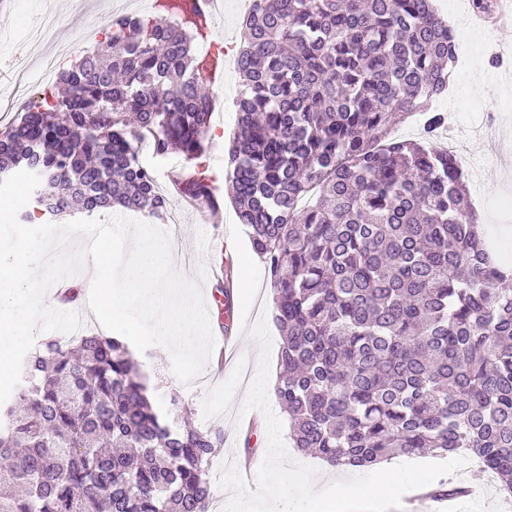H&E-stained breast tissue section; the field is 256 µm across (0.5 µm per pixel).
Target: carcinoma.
<instances>
[{
	"label": "carcinoma",
	"mask_w": 512,
	"mask_h": 512,
	"mask_svg": "<svg viewBox=\"0 0 512 512\" xmlns=\"http://www.w3.org/2000/svg\"><path fill=\"white\" fill-rule=\"evenodd\" d=\"M110 28L54 108L0 130V175L38 174L54 216L159 218L138 142L201 158L213 72L162 14ZM242 39L230 193L273 289L294 447L336 467L464 448L512 490V274L455 159L388 138L447 88L448 23L433 0H257ZM174 190L220 207L200 164ZM17 400L0 405V512H209L224 430L181 427L185 403L155 402L124 339L48 337Z\"/></svg>",
	"instance_id": "cac0c4a2"
}]
</instances>
